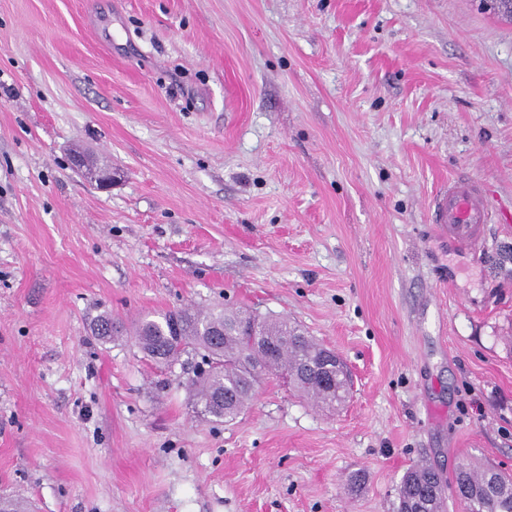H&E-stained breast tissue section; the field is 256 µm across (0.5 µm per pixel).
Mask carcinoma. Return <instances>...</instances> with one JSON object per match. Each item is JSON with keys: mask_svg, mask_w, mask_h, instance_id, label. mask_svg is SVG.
<instances>
[{"mask_svg": "<svg viewBox=\"0 0 512 512\" xmlns=\"http://www.w3.org/2000/svg\"><path fill=\"white\" fill-rule=\"evenodd\" d=\"M93 331L108 343L126 326L104 313ZM133 333L142 353L168 368L189 351L201 353L206 368L192 385L203 412L218 420L238 415L265 375L289 378L301 396L316 398L321 406L343 402L350 393L342 359H328V348L286 318L184 309L160 321L145 318ZM448 494L463 502L466 512H512V475L464 463L448 483L437 468L418 466L401 482L398 512H436L434 504L445 502Z\"/></svg>", "mask_w": 512, "mask_h": 512, "instance_id": "cac0c4a2", "label": "carcinoma"}]
</instances>
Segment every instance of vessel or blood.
<instances>
[{"mask_svg":"<svg viewBox=\"0 0 512 512\" xmlns=\"http://www.w3.org/2000/svg\"><path fill=\"white\" fill-rule=\"evenodd\" d=\"M431 211L433 223L446 230L450 241L475 255L486 250L491 210L480 183L449 182L434 196Z\"/></svg>","mask_w":512,"mask_h":512,"instance_id":"obj_1","label":"vessel or blood"}]
</instances>
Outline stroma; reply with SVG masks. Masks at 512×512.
<instances>
[{"label":"stroma","mask_w":512,"mask_h":512,"mask_svg":"<svg viewBox=\"0 0 512 512\" xmlns=\"http://www.w3.org/2000/svg\"><path fill=\"white\" fill-rule=\"evenodd\" d=\"M104 160L99 188L74 150ZM479 181L489 247L431 221ZM288 318L347 364L233 420L132 337ZM512 473V21L479 0H0V496L33 512H397ZM93 331L99 340L108 343L118 335H122L126 331V326L123 321L112 317V314L104 313L98 316ZM447 490L467 512H512V475L472 463L460 465L448 484L433 465L412 469L400 485L398 512H436Z\"/></svg>","instance_id":"1"}]
</instances>
